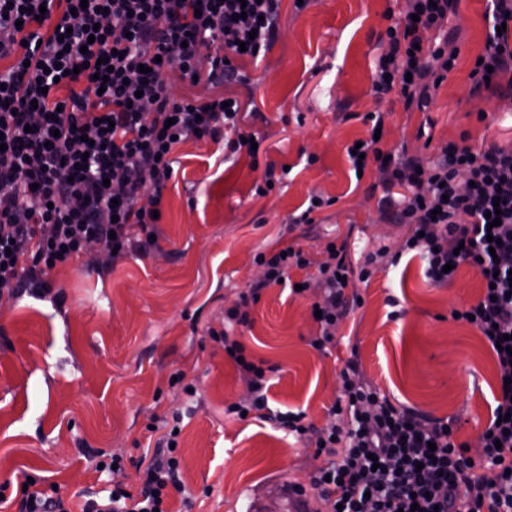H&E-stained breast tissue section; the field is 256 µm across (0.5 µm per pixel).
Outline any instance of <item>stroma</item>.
Instances as JSON below:
<instances>
[{"mask_svg": "<svg viewBox=\"0 0 512 512\" xmlns=\"http://www.w3.org/2000/svg\"><path fill=\"white\" fill-rule=\"evenodd\" d=\"M486 6L459 0L448 27L455 67L423 111L371 90L378 40L404 0H310L302 9L282 0L265 58L239 63L247 83L168 76L180 98H238L259 154L229 156L209 139L180 144L153 244L110 264L88 249L51 270L49 287L0 297V512H18L16 488L25 482L35 492L57 485L77 508L116 483L138 495L140 472L176 415L183 487L170 491L169 512H289L290 486L308 485L325 459L272 415L300 412L305 425L323 428L351 358L394 404L450 422L455 442L476 456L499 374L489 341L451 316L482 296L473 268L436 285L420 258L378 261L368 281L346 288L350 314L321 349L311 305L330 240L363 259L398 251L410 230L388 216L376 169L358 180L347 160V146L370 134L367 113L387 115L383 149L424 161L461 140L512 147V87L471 93ZM270 165L291 172L265 193ZM314 194L330 206L299 222ZM286 246L306 253L309 266L290 279L308 290L268 286L249 324L225 328V309L261 277L255 255ZM223 331L268 369V407L245 420L226 412L249 388L212 338ZM86 448L121 456V471H94Z\"/></svg>", "mask_w": 512, "mask_h": 512, "instance_id": "obj_1", "label": "stroma"}]
</instances>
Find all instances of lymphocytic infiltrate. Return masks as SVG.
<instances>
[{"label": "lymphocytic infiltrate", "mask_w": 512, "mask_h": 512, "mask_svg": "<svg viewBox=\"0 0 512 512\" xmlns=\"http://www.w3.org/2000/svg\"><path fill=\"white\" fill-rule=\"evenodd\" d=\"M281 0H0V288H45L53 265L95 245L125 256L137 236L153 233L154 211L174 174L173 152L188 140L226 139L231 151L250 147L239 126L238 100L175 98L165 76L208 82L241 80L237 59H261L275 38ZM458 0H407V13L389 25L374 60L377 99L398 96L405 108L425 110L454 68L448 23ZM481 59L470 77L474 91L512 73V0H488ZM352 171L376 164L388 187L407 193L397 212L410 225L404 253L420 256L435 283L445 265L469 266L485 289L459 312L473 320L497 354L504 383L480 437L479 460L465 456L450 424L423 419L393 404L365 382L356 360L340 372V395L330 412L347 428L312 431L303 413L277 414L297 436L314 433L326 459L298 496L317 491L329 512H512V149L452 143L429 167L386 155L375 139L349 155ZM500 209L499 226L488 218ZM319 268L322 334L331 342L347 314L344 291L368 281V265L353 264L336 246ZM259 283L224 312L248 324L260 291L309 261L291 246L258 254ZM224 352L247 377L253 398L229 414L263 409L266 371L244 357L237 341ZM143 490L128 503L124 490L87 499L80 512H162L168 488H180L179 460L159 452L145 468Z\"/></svg>", "instance_id": "lymphocytic-infiltrate-1"}]
</instances>
